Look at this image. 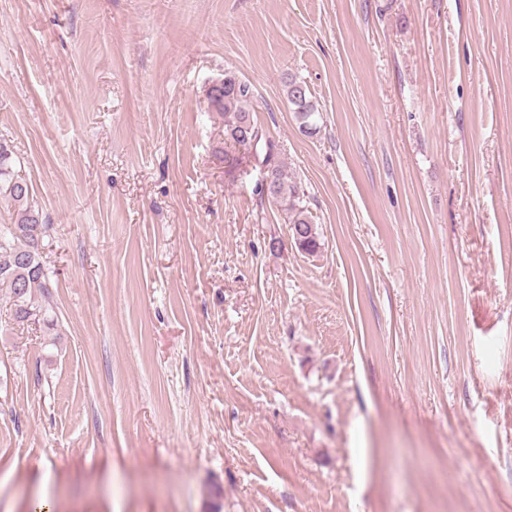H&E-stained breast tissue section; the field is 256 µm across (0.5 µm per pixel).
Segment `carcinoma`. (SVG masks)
Returning <instances> with one entry per match:
<instances>
[{"label":"carcinoma","instance_id":"carcinoma-1","mask_svg":"<svg viewBox=\"0 0 512 512\" xmlns=\"http://www.w3.org/2000/svg\"><path fill=\"white\" fill-rule=\"evenodd\" d=\"M288 103L300 121L302 132L314 135L319 131L313 116L318 113L309 97L307 85L295 78L287 84ZM208 108L224 115V133L228 140L241 145L261 148L260 163L267 169L268 188L258 187L259 193L280 202L287 211L288 230L294 244L313 255L320 248L319 233L303 205L304 191L290 179L278 160L277 148L267 133L254 122L253 90L251 85L231 72L224 73V87L207 90ZM33 195L26 181L12 172L10 156L0 146V201L13 208V223L0 224V285L10 290L12 303L7 309L8 323L28 326L43 324L50 328L53 320L48 308L39 300L49 294L53 271L44 260L49 225L32 205Z\"/></svg>","mask_w":512,"mask_h":512}]
</instances>
